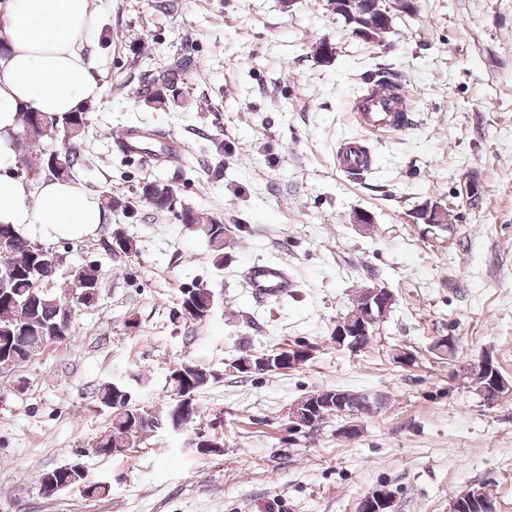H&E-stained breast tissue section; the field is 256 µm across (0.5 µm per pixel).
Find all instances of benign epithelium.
<instances>
[{"label": "benign epithelium", "mask_w": 512, "mask_h": 512, "mask_svg": "<svg viewBox=\"0 0 512 512\" xmlns=\"http://www.w3.org/2000/svg\"><path fill=\"white\" fill-rule=\"evenodd\" d=\"M445 208L438 202L428 204L418 211L417 218L423 221L425 233L437 234L439 231L448 230L444 224ZM396 301L395 294L388 288L379 285L368 286L360 289L352 301V306L347 315L341 318L333 332L332 339L338 346H345L352 350L361 347L362 340L375 334L380 324ZM309 359V353L305 349L290 348L275 352L273 356H259L256 361H248V365L262 367L266 362H275L273 371L291 369ZM493 366L490 353H485L478 366L467 367L457 374V378L463 380L474 379L479 371H487ZM475 391L489 405L496 403L507 394H512V380L505 379L502 375L494 376L493 388L484 385L475 387ZM361 394L352 392H336V398L332 401L322 402L317 395L312 394L297 401L288 408V417L291 422L304 426H312L318 414L323 412L325 405L335 407L336 416L345 420V424L339 429L338 434L344 438H350L359 431L356 410V402ZM481 497V490L469 487L457 494L451 501L450 512H459L464 503L471 502ZM396 496L386 487L374 489L367 493L360 501L358 512H395Z\"/></svg>", "instance_id": "7a95c632"}]
</instances>
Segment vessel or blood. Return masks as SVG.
<instances>
[{"instance_id":"vessel-or-blood-1","label":"vessel or blood","mask_w":512,"mask_h":512,"mask_svg":"<svg viewBox=\"0 0 512 512\" xmlns=\"http://www.w3.org/2000/svg\"><path fill=\"white\" fill-rule=\"evenodd\" d=\"M350 110L363 136L339 143L336 165L360 173L373 163L369 137L405 130L410 124L412 104L402 83L393 79L368 86L351 100ZM116 148L129 158L163 168L180 166L186 153L184 143L173 132L153 136L137 125L125 128ZM242 283L255 300L263 302L286 295L293 280L284 266L267 261L251 265Z\"/></svg>"}]
</instances>
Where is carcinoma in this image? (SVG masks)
Instances as JSON below:
<instances>
[{"label": "carcinoma", "mask_w": 512, "mask_h": 512, "mask_svg": "<svg viewBox=\"0 0 512 512\" xmlns=\"http://www.w3.org/2000/svg\"><path fill=\"white\" fill-rule=\"evenodd\" d=\"M382 4L377 0H367L359 10L340 14L345 26L352 32L363 35V41L380 43L393 28L381 18ZM182 63L177 62L162 70L147 82L143 93L153 104L167 103L166 93L177 84ZM89 112L84 108L70 112L63 117L45 115L38 112L19 114V129L16 145L24 152L30 146L46 138L63 137L65 148L56 152L58 162L51 163L52 154H43L41 166L37 170L29 167L23 172L29 174L47 173L56 180L65 181L73 176V171L81 165L83 155L82 138L88 128ZM140 201L158 212L173 209L174 197L171 186L156 181L143 183ZM101 207L110 213L127 214L134 208V202L112 194L102 197ZM205 213L190 207L180 209L178 218L199 231L210 248L222 255L224 251V224L215 218L210 223H199ZM119 241L120 253L127 257L136 255L133 241L116 231L104 241L107 250H112V242ZM45 254L38 253L34 241L20 232L12 224H0V350L9 352L13 365L17 366L44 348V336L61 322L63 313L69 307L90 308L96 299L87 295L89 290H97L101 285V273L94 264H85L70 269L66 280L67 294L58 295L52 283L57 273L43 265L53 255V250L44 248ZM214 303L213 295L206 289L197 288L182 293L176 310V318L185 323L200 322L207 318ZM215 375L199 364L185 361L170 370L167 392L169 402L161 406L138 407L131 403L129 392L112 381L98 384L92 391L93 400L99 408L107 410L110 423L96 437V455L110 457L124 448H135L143 436L156 429H172L175 414L170 403L182 396L186 389L196 392L205 388ZM41 489L46 493H58L78 487L87 498H104L109 495L111 485L94 477L88 470L75 475L67 465L58 466L48 473L38 476Z\"/></svg>", "instance_id": "cac0c4a2"}]
</instances>
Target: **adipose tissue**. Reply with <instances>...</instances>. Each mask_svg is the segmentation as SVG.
I'll list each match as a JSON object with an SVG mask.
<instances>
[{
  "mask_svg": "<svg viewBox=\"0 0 512 512\" xmlns=\"http://www.w3.org/2000/svg\"><path fill=\"white\" fill-rule=\"evenodd\" d=\"M93 20L90 0H0L1 224L87 229L103 221V209L72 184L52 181L30 195L14 145L21 109L61 115L100 97L81 61Z\"/></svg>",
  "mask_w": 512,
  "mask_h": 512,
  "instance_id": "ef3b65f1",
  "label": "adipose tissue"
}]
</instances>
